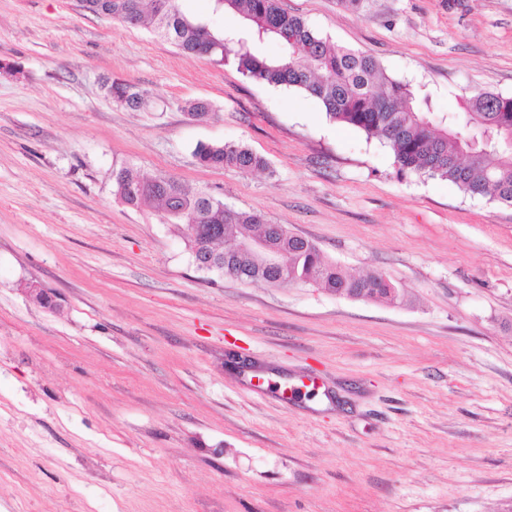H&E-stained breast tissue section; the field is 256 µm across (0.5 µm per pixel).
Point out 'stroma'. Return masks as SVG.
I'll list each match as a JSON object with an SVG mask.
<instances>
[{
  "label": "stroma",
  "instance_id": "35a3bbf8",
  "mask_svg": "<svg viewBox=\"0 0 512 512\" xmlns=\"http://www.w3.org/2000/svg\"><path fill=\"white\" fill-rule=\"evenodd\" d=\"M281 5L439 111L512 97V0ZM1 60L22 73H0V512L512 506V205L399 177L304 92L79 0H0ZM114 80L148 105L112 102ZM201 143L271 170L201 166ZM120 166L259 212L403 300L198 270L160 212L115 197Z\"/></svg>",
  "mask_w": 512,
  "mask_h": 512
}]
</instances>
